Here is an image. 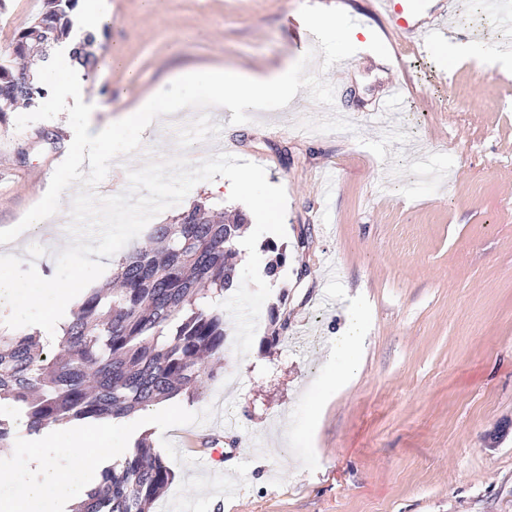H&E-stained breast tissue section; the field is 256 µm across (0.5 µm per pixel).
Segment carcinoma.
Returning a JSON list of instances; mask_svg holds the SVG:
<instances>
[{
	"mask_svg": "<svg viewBox=\"0 0 512 512\" xmlns=\"http://www.w3.org/2000/svg\"><path fill=\"white\" fill-rule=\"evenodd\" d=\"M80 0H44L42 12L13 40L15 67L0 56V119L19 104L47 95L27 64L46 59L69 29ZM89 35L72 61L92 71ZM247 218L224 216L198 201L169 224L152 226L146 247L121 257L112 280L87 288L61 327L58 352L48 357L40 333L0 329V400L19 405L27 429L38 433L85 418L129 416L183 391L199 394L203 365L224 358V312L204 304L221 297L236 277V242ZM266 276H277L286 248L269 242ZM170 462L147 439L138 440L121 468L106 467L100 482L71 512H150L171 484Z\"/></svg>",
	"mask_w": 512,
	"mask_h": 512,
	"instance_id": "cac0c4a2",
	"label": "carcinoma"
}]
</instances>
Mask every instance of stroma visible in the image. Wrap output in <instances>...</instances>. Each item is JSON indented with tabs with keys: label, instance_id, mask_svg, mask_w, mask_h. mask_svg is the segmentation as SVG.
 <instances>
[{
	"label": "stroma",
	"instance_id": "stroma-1",
	"mask_svg": "<svg viewBox=\"0 0 512 512\" xmlns=\"http://www.w3.org/2000/svg\"><path fill=\"white\" fill-rule=\"evenodd\" d=\"M97 57L124 63L88 73L105 123L153 97L180 70L208 63L265 74L314 45L290 33L305 0H106ZM344 9L368 36L403 49L415 80L384 137L371 115L394 72L388 56H357L328 125L307 90L288 107L235 124L212 109L219 137L187 150L177 125L149 128L138 153L191 162L235 143L287 194L288 258L271 279L248 355L224 352L201 395L170 399L173 420L146 436L174 480L154 512H512V70L444 64L418 34L389 36L370 0H314ZM43 0H7L0 55ZM449 32L497 45L503 33L476 0H452ZM45 100L0 121V236L24 224L57 176L66 135ZM288 318L275 330L271 308ZM361 312L358 372L327 391V341ZM224 433V470L243 493L217 487L186 500L201 461L173 434Z\"/></svg>",
	"mask_w": 512,
	"mask_h": 512
}]
</instances>
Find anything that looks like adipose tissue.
<instances>
[{"instance_id": "1", "label": "adipose tissue", "mask_w": 512, "mask_h": 512, "mask_svg": "<svg viewBox=\"0 0 512 512\" xmlns=\"http://www.w3.org/2000/svg\"><path fill=\"white\" fill-rule=\"evenodd\" d=\"M48 109L68 135L70 155L97 162L110 158L109 144L118 132L131 126L149 125L162 118L161 113L147 108L117 114L107 127L97 125L89 116L82 127H74L67 119L68 114L84 112L88 115L91 106L84 82L67 75L58 82L57 93ZM364 344L363 336L354 326L331 338L330 357L336 363L331 386H340L357 371ZM141 428V423L125 418H107L84 429L61 424L49 430L47 436L56 452L55 457H47L34 447L8 449L11 463L0 468V486H10L14 493L11 497L0 498V512H28V505L35 502L54 504L84 498L91 487V473L98 464L100 441H108L112 460L119 465L124 462L127 450L112 444V436Z\"/></svg>"}]
</instances>
